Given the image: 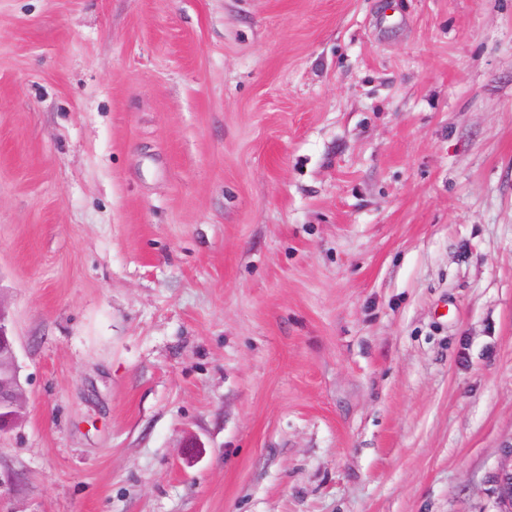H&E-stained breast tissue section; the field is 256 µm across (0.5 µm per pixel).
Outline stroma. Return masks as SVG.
Segmentation results:
<instances>
[{
    "label": "stroma",
    "instance_id": "obj_1",
    "mask_svg": "<svg viewBox=\"0 0 512 512\" xmlns=\"http://www.w3.org/2000/svg\"><path fill=\"white\" fill-rule=\"evenodd\" d=\"M0 512H502L512 0H0ZM6 351L12 362L10 375L0 379V431L15 428L21 419L17 414V399L22 407V385L20 382L14 340L9 333L8 314L0 300V353Z\"/></svg>",
    "mask_w": 512,
    "mask_h": 512
}]
</instances>
